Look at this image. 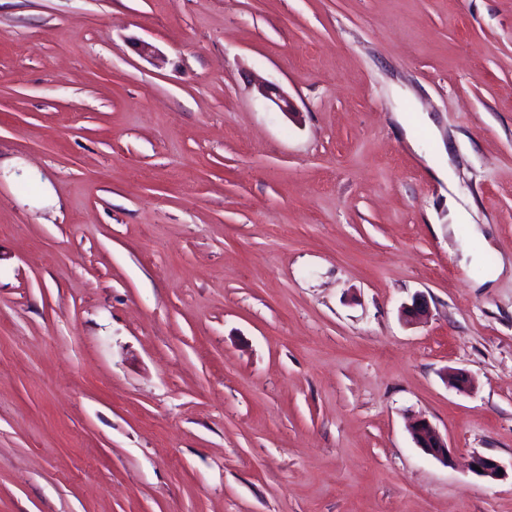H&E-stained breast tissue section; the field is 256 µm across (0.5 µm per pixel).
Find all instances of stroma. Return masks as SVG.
Here are the masks:
<instances>
[{
	"label": "stroma",
	"mask_w": 512,
	"mask_h": 512,
	"mask_svg": "<svg viewBox=\"0 0 512 512\" xmlns=\"http://www.w3.org/2000/svg\"><path fill=\"white\" fill-rule=\"evenodd\" d=\"M0 512H512V0H0ZM257 89L263 97L273 102L278 110L288 117L299 113L294 101L276 85L260 81L257 83ZM408 430L418 448H421L427 454L443 463H448L450 459L448 442L428 420L417 418L410 421Z\"/></svg>",
	"instance_id": "stroma-1"
}]
</instances>
